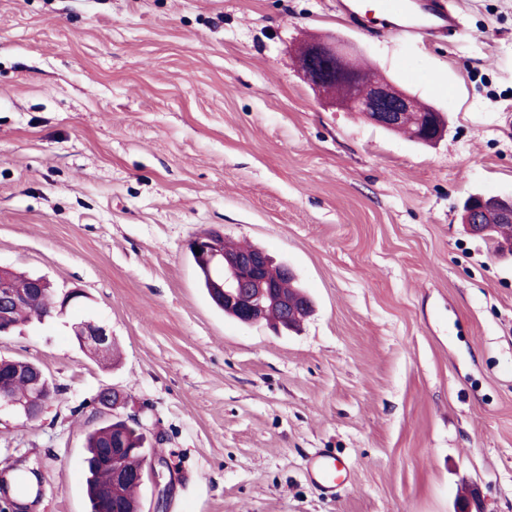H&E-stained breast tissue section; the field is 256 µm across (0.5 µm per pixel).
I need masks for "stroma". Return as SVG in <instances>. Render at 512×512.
Masks as SVG:
<instances>
[{
	"mask_svg": "<svg viewBox=\"0 0 512 512\" xmlns=\"http://www.w3.org/2000/svg\"><path fill=\"white\" fill-rule=\"evenodd\" d=\"M466 32L406 42L366 0H0V268L82 296L0 336L58 390L0 414L28 512H87L98 392L167 463L169 512H512V261L461 223L512 197V0H457ZM328 35L447 117L413 143L324 104L295 49ZM288 265L296 330L224 316L189 240ZM95 320L119 363L71 332ZM332 449L334 497L305 476ZM280 290L282 293L288 295L289 299L292 300L297 308L294 314L289 318L290 322L293 324L292 328L298 327L304 319L309 316L311 310H309V302L306 299L307 306L303 305L302 299L305 298L302 295L301 287L295 280V277L292 275L286 280L281 281Z\"/></svg>",
	"mask_w": 512,
	"mask_h": 512,
	"instance_id": "stroma-1",
	"label": "stroma"
}]
</instances>
